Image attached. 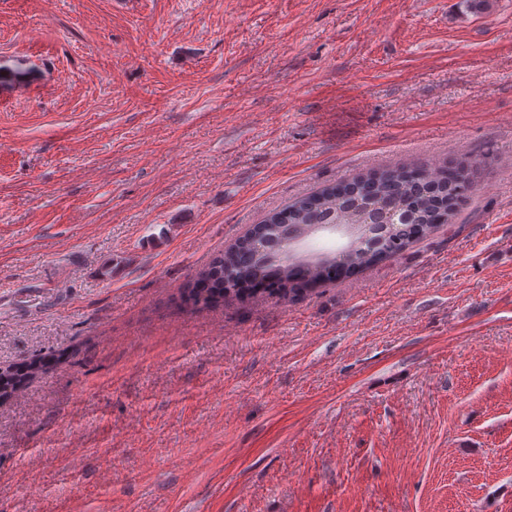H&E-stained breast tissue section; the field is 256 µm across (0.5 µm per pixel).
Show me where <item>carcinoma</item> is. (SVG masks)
<instances>
[{"mask_svg": "<svg viewBox=\"0 0 512 512\" xmlns=\"http://www.w3.org/2000/svg\"><path fill=\"white\" fill-rule=\"evenodd\" d=\"M427 177L417 179L407 174V169L384 170L377 180L368 179L360 184L357 192L336 194V188L329 187L311 198H304L285 206L275 213L278 223L294 226L310 224H334L336 220L353 214L365 199L374 202L370 215L380 223L386 222L385 214L391 210L399 214V223L387 229L391 252L394 256L403 252L410 243L425 237L436 228L438 212L436 203L448 201L458 194L466 198L470 192L463 187L453 174L443 175L441 171H426ZM265 253H258L253 247L240 240L224 252L207 271L201 273L192 288L189 299L196 305L211 306L224 301V294H243V284L258 276L276 279L280 288L277 293L289 298L301 292L300 281L295 276L292 264L280 262L277 257L288 248L287 237L282 232L266 231ZM328 257L306 260L307 282H317L324 276ZM32 364L22 365L12 372L0 376V399L19 391L30 374Z\"/></svg>", "mask_w": 512, "mask_h": 512, "instance_id": "carcinoma-1", "label": "carcinoma"}]
</instances>
